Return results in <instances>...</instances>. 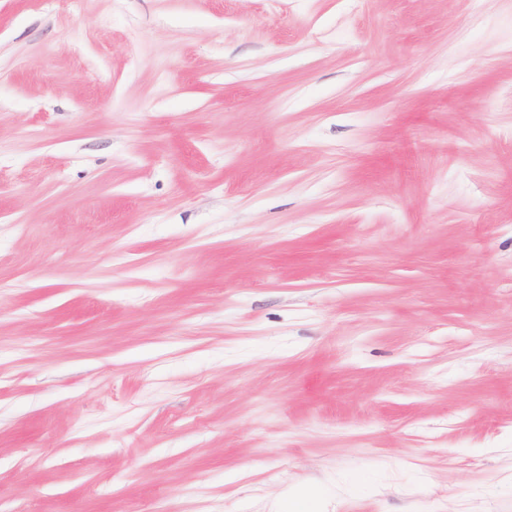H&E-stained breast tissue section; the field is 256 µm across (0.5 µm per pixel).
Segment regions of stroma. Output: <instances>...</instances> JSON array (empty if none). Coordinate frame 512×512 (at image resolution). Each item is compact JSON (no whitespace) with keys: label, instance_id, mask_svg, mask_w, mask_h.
<instances>
[{"label":"stroma","instance_id":"obj_1","mask_svg":"<svg viewBox=\"0 0 512 512\" xmlns=\"http://www.w3.org/2000/svg\"><path fill=\"white\" fill-rule=\"evenodd\" d=\"M512 512V0H0V512Z\"/></svg>","mask_w":512,"mask_h":512}]
</instances>
